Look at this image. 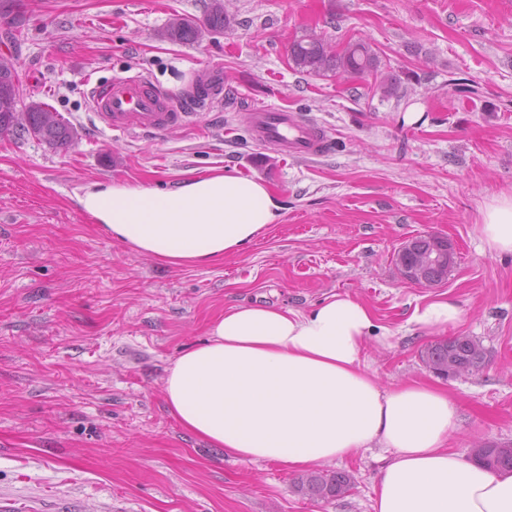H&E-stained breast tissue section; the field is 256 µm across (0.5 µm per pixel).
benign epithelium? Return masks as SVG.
I'll list each match as a JSON object with an SVG mask.
<instances>
[{
    "mask_svg": "<svg viewBox=\"0 0 512 512\" xmlns=\"http://www.w3.org/2000/svg\"><path fill=\"white\" fill-rule=\"evenodd\" d=\"M401 277L416 285L443 282L454 264L452 244L439 236L413 238L402 244L394 256Z\"/></svg>",
    "mask_w": 512,
    "mask_h": 512,
    "instance_id": "benign-epithelium-1",
    "label": "benign epithelium"
}]
</instances>
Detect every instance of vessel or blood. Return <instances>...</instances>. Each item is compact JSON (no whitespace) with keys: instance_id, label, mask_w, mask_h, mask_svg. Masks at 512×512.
Here are the masks:
<instances>
[{"instance_id":"obj_1","label":"vessel or blood","mask_w":512,"mask_h":512,"mask_svg":"<svg viewBox=\"0 0 512 512\" xmlns=\"http://www.w3.org/2000/svg\"><path fill=\"white\" fill-rule=\"evenodd\" d=\"M89 99L100 122L113 131L161 135L186 118L174 98L142 76L94 84ZM247 135L251 140L276 145L287 157L318 158L331 148V140L320 125L297 113L268 107L254 110Z\"/></svg>"}]
</instances>
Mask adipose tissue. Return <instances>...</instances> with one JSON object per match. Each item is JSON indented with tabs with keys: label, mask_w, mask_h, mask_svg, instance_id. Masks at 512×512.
Here are the masks:
<instances>
[{
	"label": "adipose tissue",
	"mask_w": 512,
	"mask_h": 512,
	"mask_svg": "<svg viewBox=\"0 0 512 512\" xmlns=\"http://www.w3.org/2000/svg\"><path fill=\"white\" fill-rule=\"evenodd\" d=\"M113 239L167 265L222 262L282 214L270 185L211 171L159 190L98 185L78 195ZM485 250L512 254V194L493 196L478 226ZM464 312L446 296L416 306L411 323L442 331ZM371 308L334 293L310 311L234 305L206 339L185 347L163 379L183 431L241 461L302 470L383 448L374 512H512V471H493L449 446L458 405L439 385L384 386L365 364Z\"/></svg>",
	"instance_id": "1"
}]
</instances>
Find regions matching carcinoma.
Wrapping results in <instances>:
<instances>
[{
    "label": "carcinoma",
    "instance_id": "1",
    "mask_svg": "<svg viewBox=\"0 0 512 512\" xmlns=\"http://www.w3.org/2000/svg\"><path fill=\"white\" fill-rule=\"evenodd\" d=\"M232 25L224 9V0H210L203 20L191 16L175 18L162 32L172 42H194L203 32L220 33ZM289 54L294 65L313 74L335 71L341 75L362 78L377 71L379 59L369 44L362 40L348 42L335 50L324 40L304 36L293 41ZM51 107L43 102L26 101L16 61L12 55H0V134H28L51 149L70 146L75 138L74 128L60 118L53 125L43 122L44 113ZM488 356L480 340L473 336H453L428 345L421 353L422 362L433 371L448 367L476 370L484 366ZM472 460L491 470L512 469V448L491 443L473 449ZM353 476L346 471L314 469L299 475L294 481L297 493L314 500H335L348 495L354 488Z\"/></svg>",
    "mask_w": 512,
    "mask_h": 512
}]
</instances>
